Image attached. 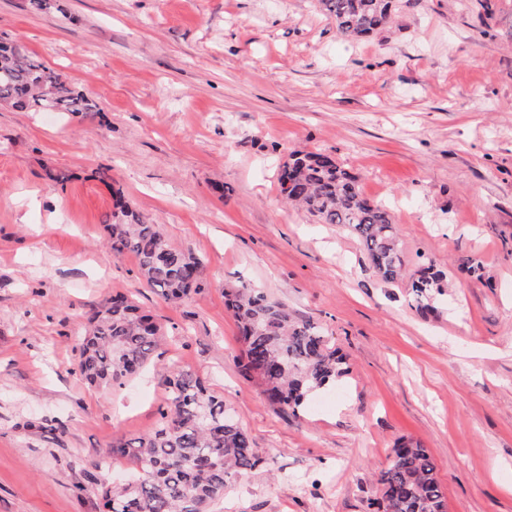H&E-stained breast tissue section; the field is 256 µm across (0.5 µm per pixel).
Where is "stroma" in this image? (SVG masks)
I'll list each match as a JSON object with an SVG mask.
<instances>
[{"label":"stroma","mask_w":512,"mask_h":512,"mask_svg":"<svg viewBox=\"0 0 512 512\" xmlns=\"http://www.w3.org/2000/svg\"><path fill=\"white\" fill-rule=\"evenodd\" d=\"M394 5L350 41L317 0H0V36L100 106L0 105V512H99L96 480L124 466L94 460L157 427L173 365L265 458L212 512H366L402 439L433 457L447 512H512V0ZM293 151L329 155L390 209L405 278L383 282L347 230L284 201ZM116 189L200 259V291L167 301L113 257ZM469 258L482 280L459 272ZM430 264L449 286L423 312L411 278ZM241 284L348 357L298 414L241 374L224 306ZM116 293L167 342L112 391L73 368Z\"/></svg>","instance_id":"35a3bbf8"}]
</instances>
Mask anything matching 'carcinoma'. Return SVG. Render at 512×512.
<instances>
[{
  "mask_svg": "<svg viewBox=\"0 0 512 512\" xmlns=\"http://www.w3.org/2000/svg\"><path fill=\"white\" fill-rule=\"evenodd\" d=\"M338 33L359 39L390 23L393 0H319ZM0 104L34 112H97V103L62 75L27 55L19 43L0 39ZM280 193L323 224L348 229L358 239L374 272L393 283L403 260L390 210L370 201L357 177L333 158L293 151L279 168ZM107 245L115 258H136L144 287L169 301L202 288L201 262L173 247L140 213L116 198L106 217ZM434 265L411 283L417 302L446 287ZM242 343L243 368L260 381L267 402L296 412L317 390L349 372L347 357L323 328L287 304L248 285L224 289ZM163 336L162 326L136 302L115 295L95 307L76 346L75 373L88 385L120 388L146 367ZM166 407L152 432L112 444V461L128 463V474L99 483L103 512H209L224 498L230 479L264 459L224 397L192 374L172 369L164 379ZM378 496L369 512H446V495L433 457L420 444L403 440L377 474Z\"/></svg>",
  "mask_w": 512,
  "mask_h": 512,
  "instance_id": "obj_1",
  "label": "carcinoma"
}]
</instances>
